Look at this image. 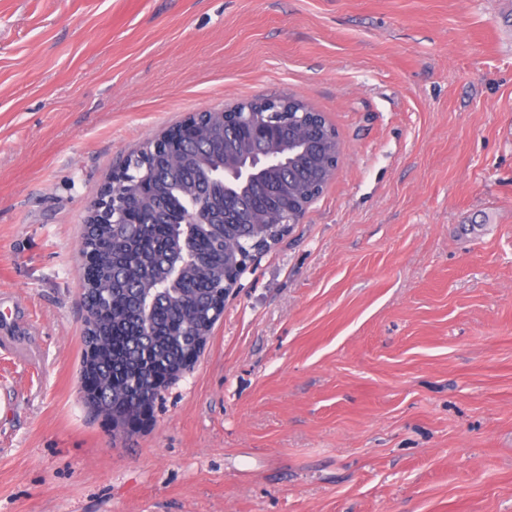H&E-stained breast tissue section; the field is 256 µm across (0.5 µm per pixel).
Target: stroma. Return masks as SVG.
Here are the masks:
<instances>
[{"mask_svg":"<svg viewBox=\"0 0 512 512\" xmlns=\"http://www.w3.org/2000/svg\"><path fill=\"white\" fill-rule=\"evenodd\" d=\"M337 177L125 432L79 243L132 150L258 95ZM0 512H512V0H0Z\"/></svg>","mask_w":512,"mask_h":512,"instance_id":"1","label":"stroma"}]
</instances>
